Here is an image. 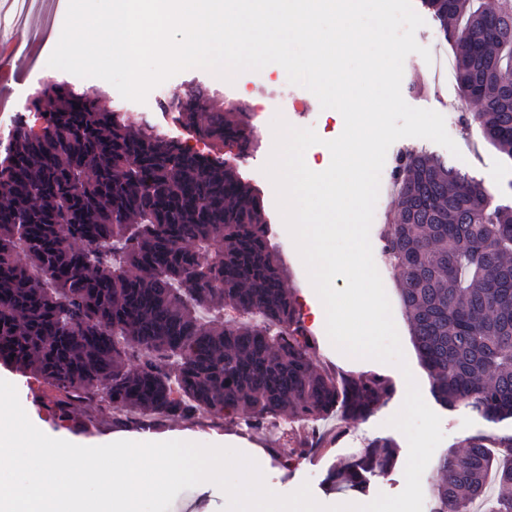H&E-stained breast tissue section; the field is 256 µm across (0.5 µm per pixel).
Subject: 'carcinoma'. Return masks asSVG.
I'll use <instances>...</instances> for the list:
<instances>
[{
    "label": "carcinoma",
    "instance_id": "obj_1",
    "mask_svg": "<svg viewBox=\"0 0 512 512\" xmlns=\"http://www.w3.org/2000/svg\"><path fill=\"white\" fill-rule=\"evenodd\" d=\"M456 47L461 99L482 137L512 157V0H424ZM97 93L53 81L35 92L39 130L18 121L0 147V362L61 394L54 412L99 398L143 418L200 409L247 424L370 415L374 376L317 371L267 239L260 196L212 154L146 125L133 131ZM196 86L163 110L213 150L246 153L243 109ZM383 251L432 394L491 422L512 417V204L425 152L392 172ZM240 318L224 317V310ZM138 357L134 369L129 357ZM397 455L369 443L328 480L361 489ZM435 512H512V435H477L440 461Z\"/></svg>",
    "mask_w": 512,
    "mask_h": 512
}]
</instances>
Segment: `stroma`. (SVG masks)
Instances as JSON below:
<instances>
[{
    "mask_svg": "<svg viewBox=\"0 0 512 512\" xmlns=\"http://www.w3.org/2000/svg\"><path fill=\"white\" fill-rule=\"evenodd\" d=\"M54 48L53 40L46 38L43 47L24 61L26 77L14 89V106L21 105L31 92L47 81H66L80 89L97 91L99 107L121 110L128 124L137 127L147 121L167 138L185 141L186 134L171 113L142 109L139 103L123 99L104 80L81 78L48 67L47 61ZM194 83L208 86L217 102L243 104L250 112L257 134L254 148L241 157L233 152L226 153L225 158L260 193L270 226L271 243L281 256L286 269L285 283L293 294L301 313L302 328L312 344V361L323 374L337 379L361 374L378 376L390 386L389 395L381 397L375 410L359 420L346 418L342 411L337 410L315 424L271 416L265 419L263 427L257 428L201 410L189 421L159 419L154 427L146 431L139 422L126 418L122 412L102 404L82 401L73 402L67 421L59 422L46 403L43 396L45 386L41 380L23 376L2 364L0 378L16 386L20 403L30 421L53 438L70 440L83 446L104 445L117 440L140 442L151 438L230 447L248 455L261 456L265 484L272 492L287 495L306 483L315 499L325 505L342 502L361 504L372 501L381 493L398 494L405 485L408 442L399 430L388 426L387 421L402 405L407 390L405 378L396 366L346 356L331 342L325 341L326 329L315 322L312 315L313 309L321 307L322 302L295 246L287 242L289 233L277 207L274 185L263 171L273 149V130L263 122L266 113L277 112L293 126L314 129L321 142L308 148L307 153L318 164L330 161L331 154L325 143L341 134L344 121L332 118L322 110L318 99L309 90L290 84L285 70L277 64L266 65L258 71L243 72L231 81L202 68H190L162 83L161 88L170 96L183 93ZM401 92L410 106L431 109L444 116L446 130L461 152L460 158L453 160L456 168L475 180L488 182L490 191L498 197L506 200L512 198V159L486 142L478 129L463 127L461 118L469 107L461 102L454 77L432 74L430 64L420 55L412 54L404 62ZM412 148L443 158L449 156L446 148L422 138H403L390 146L380 175L381 204L374 211L370 242L375 265L393 303V318L406 362L424 401L442 420L445 438L422 475L423 492L428 495L441 478L438 465L446 451L473 435H510L512 419L493 423L464 407L453 410L441 407L431 393L429 375L420 364L412 344L397 290L398 272L382 255L383 237L389 231L395 202L390 171L400 152ZM376 439H389L396 444L397 458L392 466L385 473L371 477L363 491L332 489L327 482L331 468L350 461L352 449L365 447ZM224 499V492L210 482L206 487L195 486L180 492L169 512H222Z\"/></svg>",
    "mask_w": 512,
    "mask_h": 512,
    "instance_id": "obj_1",
    "label": "stroma"
}]
</instances>
